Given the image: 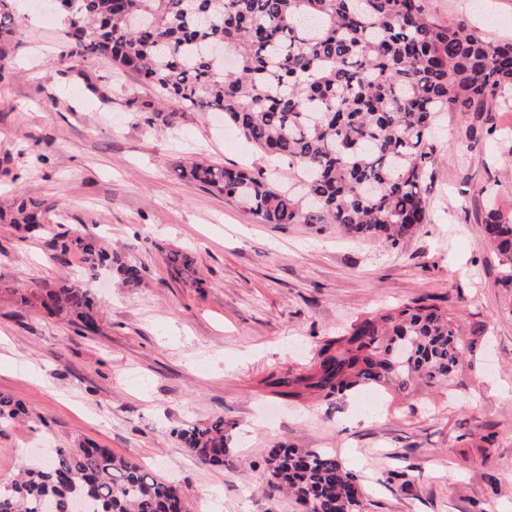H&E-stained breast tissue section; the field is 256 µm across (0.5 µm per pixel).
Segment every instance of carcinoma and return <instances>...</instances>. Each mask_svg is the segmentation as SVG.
<instances>
[{
	"mask_svg": "<svg viewBox=\"0 0 512 512\" xmlns=\"http://www.w3.org/2000/svg\"><path fill=\"white\" fill-rule=\"evenodd\" d=\"M63 16L60 57L102 58L151 85L172 112H219L224 126L288 167L284 188L262 171L193 163L188 176L243 205L261 224L334 226L352 239L395 247L427 223L431 142L439 112H470L512 90V42L493 41L462 22L443 25L425 0H55ZM14 0H0V38L21 29ZM237 50L227 72L214 45ZM43 204L15 198L0 223L43 226ZM484 235L498 260V286L512 298V218L488 209ZM53 250H78L92 276L112 258L90 237L54 235ZM96 329L87 291L63 285L39 297ZM487 324L419 297L355 321L324 341L310 365L262 384L293 399L465 386ZM27 414L0 395V422ZM204 464L233 467L224 418L178 432ZM270 485L307 512H364L356 476L329 448L273 444L264 457ZM189 512L171 483L109 448L84 442L51 448L0 483V512Z\"/></svg>",
	"mask_w": 512,
	"mask_h": 512,
	"instance_id": "1",
	"label": "carcinoma"
}]
</instances>
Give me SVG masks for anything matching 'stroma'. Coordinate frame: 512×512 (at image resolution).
<instances>
[{
  "label": "stroma",
  "instance_id": "stroma-1",
  "mask_svg": "<svg viewBox=\"0 0 512 512\" xmlns=\"http://www.w3.org/2000/svg\"><path fill=\"white\" fill-rule=\"evenodd\" d=\"M441 23L466 21L512 39V0H425ZM28 20L0 42V206L40 201L36 236L0 224V392L28 419L0 425V477L36 448L91 441L133 459L187 495L194 512H301L262 476L270 445L336 450L367 512H512V305L483 241L489 206L512 214V91L478 112L441 113L428 183L430 221L398 247L335 229L261 224L240 205L180 176L205 160L267 168L263 155L207 112H173L136 75L108 61H60L51 0H22ZM99 239L141 269L85 275L80 254L51 251L57 232ZM193 274L171 278L170 253ZM87 288L97 330L39 310L43 289ZM26 296L28 305L17 303ZM429 296L487 321L490 348L466 389L302 401L266 391L274 371L305 366L358 317ZM232 422L234 469L202 464L177 432ZM497 434L482 461L483 431Z\"/></svg>",
  "mask_w": 512,
  "mask_h": 512
}]
</instances>
